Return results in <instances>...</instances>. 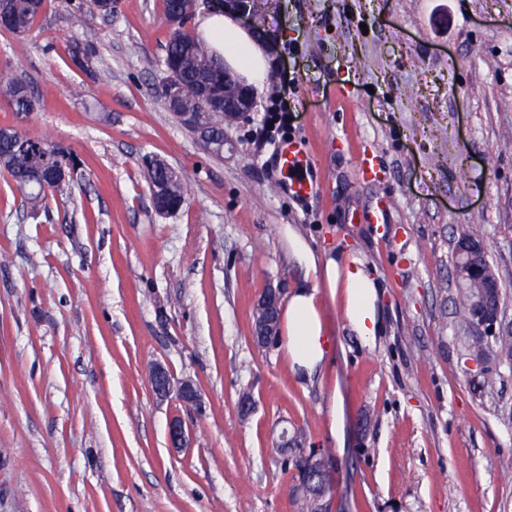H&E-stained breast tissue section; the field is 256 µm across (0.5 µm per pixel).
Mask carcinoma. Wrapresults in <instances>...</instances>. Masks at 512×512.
I'll return each mask as SVG.
<instances>
[{
  "label": "carcinoma",
  "mask_w": 512,
  "mask_h": 512,
  "mask_svg": "<svg viewBox=\"0 0 512 512\" xmlns=\"http://www.w3.org/2000/svg\"><path fill=\"white\" fill-rule=\"evenodd\" d=\"M163 13L168 19L180 15L179 25L173 27L171 36L165 45L163 66L165 78L179 84L181 109L198 112L202 116L200 126L187 127L205 148L216 156L223 155L224 146L223 110L214 106L202 96L201 82L212 79L219 89H224V64L209 53L205 44L186 30V24L192 14L184 13L186 4L177 0H162ZM9 23L0 24V29L9 33L30 31L44 10L45 0H10ZM84 3L73 5L71 20L78 30L76 38L67 46L72 63L81 69L90 68L97 55L96 34L83 25ZM0 98L17 113H28L35 109L34 92L9 75L0 73ZM0 156L3 157L1 169L16 182L24 193L25 201L31 210L37 212L45 203L47 193H61L78 174L77 162L72 152L64 150L45 138H31L28 148L21 150L9 137L0 138ZM154 158H146L144 165L148 183L156 179L165 181L166 200L171 203H184L187 189L178 174L157 173L153 170ZM475 290L461 288L457 293L459 318L470 325Z\"/></svg>",
  "instance_id": "carcinoma-1"
}]
</instances>
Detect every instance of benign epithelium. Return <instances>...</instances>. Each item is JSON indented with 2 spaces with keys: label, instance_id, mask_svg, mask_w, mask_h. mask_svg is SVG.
<instances>
[{
  "label": "benign epithelium",
  "instance_id": "7a95c632",
  "mask_svg": "<svg viewBox=\"0 0 512 512\" xmlns=\"http://www.w3.org/2000/svg\"><path fill=\"white\" fill-rule=\"evenodd\" d=\"M260 0H224V7L235 11L239 17L255 23L260 11ZM162 93L174 107L176 118L186 124H194L197 116L184 112L179 108L176 86L167 82ZM253 108L252 90L242 83L233 73L224 71V125L232 126L244 120ZM458 258L457 275L463 281H469L479 290V298L474 304V317L471 327L478 331V337L497 338L503 332V310L495 297L500 288V280L496 272L486 264L485 243L477 238L462 237L455 243ZM281 293L276 288L267 289L254 305L255 329L253 343L264 347L278 336L275 318L279 317ZM149 382L157 399L175 400L184 407L196 411L202 410L201 393L189 378L174 379L161 364H155L149 372ZM169 447L174 454H179L191 446V434L186 421L179 415L172 416L167 424ZM275 446L278 448H299L301 452L293 456L306 478L297 483L294 493L306 494L311 490V482L316 473H321L324 480L332 479V472L327 464L319 458L320 449H306L298 431L281 429Z\"/></svg>",
  "mask_w": 512,
  "mask_h": 512
}]
</instances>
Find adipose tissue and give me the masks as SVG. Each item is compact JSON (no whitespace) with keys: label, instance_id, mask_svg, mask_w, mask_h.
<instances>
[{"label":"adipose tissue","instance_id":"obj_1","mask_svg":"<svg viewBox=\"0 0 512 512\" xmlns=\"http://www.w3.org/2000/svg\"><path fill=\"white\" fill-rule=\"evenodd\" d=\"M197 33L217 58L253 92H262L270 67L265 43L241 26L235 14L220 9L202 11ZM288 252L310 283L295 288L280 312V347L291 372L312 378L336 353V339L325 314V299L340 302L348 330L362 344L374 346L383 319L378 311L379 283L364 260L348 253L317 251L292 227H285Z\"/></svg>","mask_w":512,"mask_h":512}]
</instances>
